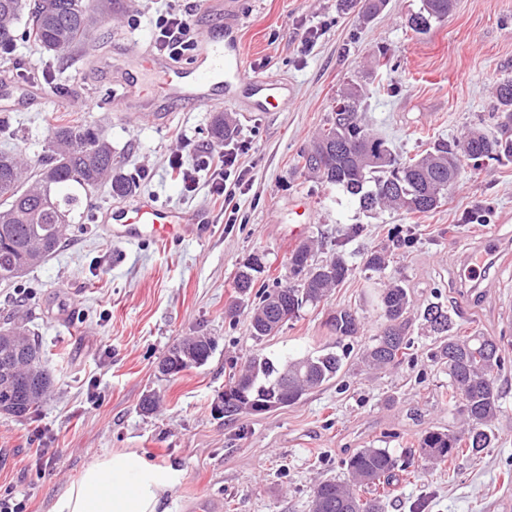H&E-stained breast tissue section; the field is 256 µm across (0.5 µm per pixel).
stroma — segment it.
Segmentation results:
<instances>
[{"mask_svg":"<svg viewBox=\"0 0 512 512\" xmlns=\"http://www.w3.org/2000/svg\"><path fill=\"white\" fill-rule=\"evenodd\" d=\"M421 0H386L362 20L348 0H232L225 11L201 13L198 0H112L94 41L81 52L41 53L18 42L0 63V90L17 104L0 136L1 150L30 159L43 154L48 116L66 115L99 127L132 177L133 198L152 196L170 207L206 211L202 238L114 245L101 233V213L127 204L101 186L71 225L62 247L30 270L20 287H0V320L18 315L41 343V364L53 384L25 421L0 414V493L13 489L26 512H48L52 500L97 456L133 452L172 470L165 512H188L209 498L221 512H308L311 489L343 479L345 460L368 446L398 460L386 512H506L512 505V160L463 161L441 207L425 216L363 211L342 188L311 178L302 154L349 86L364 91L363 115L397 153H424L431 140L495 130V87L512 77V0H453L447 19L424 35L408 26ZM192 15L199 32L229 18L240 22L249 74L285 81L295 102L280 112L226 107L251 182L239 196L236 223H226L208 171L184 194L169 159L211 151L212 110L126 118L112 92L126 79L129 46L153 47L154 21L170 8ZM314 38L303 46L305 35ZM308 208L305 223L288 221L290 205ZM358 234H350L352 225ZM493 241L485 271L468 274L469 258ZM312 243L317 259L338 253L352 270L318 306H305L276 335L249 330L252 295L237 294L238 269L259 261L257 285L286 283L288 256ZM384 250L382 272L363 266L367 251ZM403 282L412 292L409 354L400 364L368 369L361 353L383 324L377 292ZM442 304L454 328L505 336L497 376L500 412L495 438L478 458L426 463L418 440L429 430L457 429L448 406V371L432 360L438 344L422 317ZM346 308L360 322L357 336L336 339L326 325ZM211 336L217 347L202 366L175 376L158 361L187 336ZM349 351L335 380L297 404L228 420L214 406L232 369L253 355L301 357L326 347ZM159 409L142 414L145 394Z\"/></svg>","mask_w":512,"mask_h":512,"instance_id":"obj_1","label":"stroma"}]
</instances>
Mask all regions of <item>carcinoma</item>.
I'll use <instances>...</instances> for the list:
<instances>
[{"label":"carcinoma","instance_id":"cac0c4a2","mask_svg":"<svg viewBox=\"0 0 512 512\" xmlns=\"http://www.w3.org/2000/svg\"><path fill=\"white\" fill-rule=\"evenodd\" d=\"M451 0H422L415 13L420 22L413 27L426 34L432 23L448 17ZM24 21L22 35L45 52L66 51L88 44L99 23L97 13L84 0H0V57L8 58L17 41L15 24ZM499 131L489 135L474 129L458 140H437L422 156L393 155L394 170L371 164L367 156L391 154L385 140L370 132L360 111L362 93L352 87L342 97L351 109L336 111L302 155L303 168L321 182L336 185L359 198L363 209L404 210L426 215L439 208L456 184L461 160L480 158L512 160V79L495 88ZM211 134L221 144L232 135L230 119L215 117ZM123 162L112 154V143L91 125L61 117L52 118L48 128L46 154L37 160L38 171L28 173V164L17 153H0V285H10L26 271L44 262L65 240L69 225L76 223L82 200L107 182L112 196L132 192V181L122 172ZM386 256L370 251L364 268L384 270ZM258 261L244 266L234 279L241 295L253 291ZM291 283L273 291H256L259 303L250 312L253 336L274 335L277 307L284 305L298 314L306 305L316 306L330 290L349 275L345 259L332 256L316 261L308 244L295 247L288 257ZM379 306L385 319L381 333L366 345L362 362L380 369L401 362L410 349L406 336L407 314L412 306L409 289L391 283L380 290ZM431 331L444 337L436 358L448 368V404L463 416L467 432L427 431L419 439V454L427 462L444 463L459 455L475 456L491 444L489 427L497 418L500 392L496 373L501 369V345L479 333L450 334L453 323L448 311L432 303L423 312ZM336 338H351L359 322L346 309L336 310L326 320ZM210 336H193L174 345L165 356L174 374L192 363L207 362L215 350ZM39 342L21 322L0 327V407L18 421L35 412L51 386L49 373L37 364L26 363ZM346 351L322 349L297 359L275 360L254 357L238 372L232 383L238 386V405L226 409L232 417L262 410L274 403L289 406L309 391L337 377L343 369ZM349 480L327 479L310 494L309 512H385L381 489L390 485L396 461L387 448L370 446L357 450L345 462Z\"/></svg>","mask_w":512,"mask_h":512}]
</instances>
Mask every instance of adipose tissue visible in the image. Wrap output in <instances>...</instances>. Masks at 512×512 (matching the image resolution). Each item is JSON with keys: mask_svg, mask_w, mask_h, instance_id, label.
Returning a JSON list of instances; mask_svg holds the SVG:
<instances>
[{"mask_svg": "<svg viewBox=\"0 0 512 512\" xmlns=\"http://www.w3.org/2000/svg\"><path fill=\"white\" fill-rule=\"evenodd\" d=\"M173 474L125 452L89 464L51 504L50 512H160Z\"/></svg>", "mask_w": 512, "mask_h": 512, "instance_id": "obj_1", "label": "adipose tissue"}]
</instances>
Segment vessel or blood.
I'll return each mask as SVG.
<instances>
[{
	"label": "vessel or blood",
	"instance_id": "obj_1",
	"mask_svg": "<svg viewBox=\"0 0 512 512\" xmlns=\"http://www.w3.org/2000/svg\"><path fill=\"white\" fill-rule=\"evenodd\" d=\"M239 45V29L229 23L220 34L199 37L188 64L174 66L160 55L146 60L133 58L132 66L142 71L145 83L160 90L158 99L143 98L141 109L160 105L210 108L223 102L243 105L249 112H275L288 107L294 100L292 87L247 74ZM101 223L104 235L113 243L131 245L198 238L206 232L209 221L205 212L163 207L142 198L130 208L104 211Z\"/></svg>",
	"mask_w": 512,
	"mask_h": 512
}]
</instances>
